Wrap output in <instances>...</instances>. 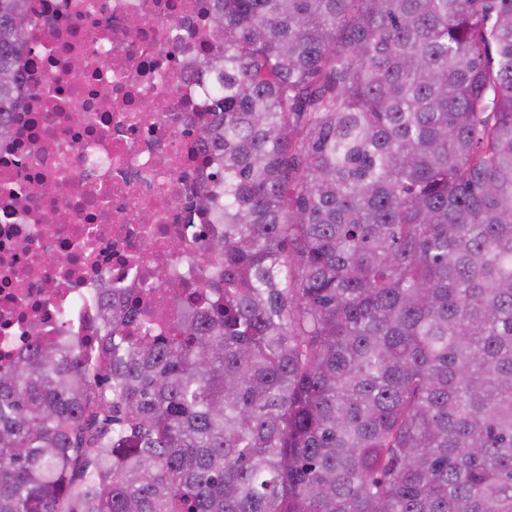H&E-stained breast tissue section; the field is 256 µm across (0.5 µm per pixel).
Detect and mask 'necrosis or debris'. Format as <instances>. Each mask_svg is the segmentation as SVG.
<instances>
[{"label": "necrosis or debris", "instance_id": "1", "mask_svg": "<svg viewBox=\"0 0 512 512\" xmlns=\"http://www.w3.org/2000/svg\"><path fill=\"white\" fill-rule=\"evenodd\" d=\"M29 10L21 94L0 125L1 369L54 336L99 345L116 298L131 311L127 335L147 322L171 332L174 293L196 287L202 240L224 230L199 207L213 152L197 130L222 88L200 65L210 0ZM42 182L55 193H36Z\"/></svg>", "mask_w": 512, "mask_h": 512}]
</instances>
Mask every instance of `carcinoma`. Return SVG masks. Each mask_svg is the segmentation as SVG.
I'll list each match as a JSON object with an SVG mask.
<instances>
[{
    "label": "carcinoma",
    "mask_w": 512,
    "mask_h": 512,
    "mask_svg": "<svg viewBox=\"0 0 512 512\" xmlns=\"http://www.w3.org/2000/svg\"><path fill=\"white\" fill-rule=\"evenodd\" d=\"M25 0H0V115ZM224 234L176 333L0 371V512H512V0H214Z\"/></svg>",
    "instance_id": "carcinoma-1"
}]
</instances>
